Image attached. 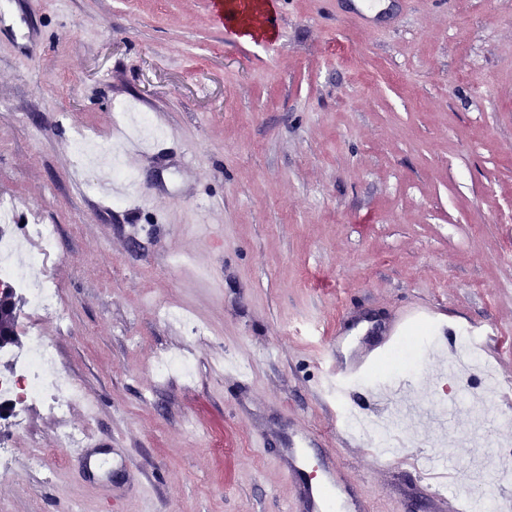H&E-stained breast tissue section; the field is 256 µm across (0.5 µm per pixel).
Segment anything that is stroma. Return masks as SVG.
I'll list each match as a JSON object with an SVG mask.
<instances>
[{
	"mask_svg": "<svg viewBox=\"0 0 512 512\" xmlns=\"http://www.w3.org/2000/svg\"><path fill=\"white\" fill-rule=\"evenodd\" d=\"M216 0H7L0 28V199L52 224L39 267L67 328L23 309L86 403L66 420H0V512H287L274 432L313 431L368 512H432L507 442L476 414L438 346L395 387L454 407L443 448L384 387L324 400V356L364 352L395 315L495 326L480 365L512 379V0H390L376 32L349 0H273L274 37L231 30ZM164 114L137 186L93 205L98 167L71 149L131 135L129 107ZM215 225L212 239L194 225ZM175 354L192 375L158 374ZM247 374L225 378V361ZM388 416L423 448L381 456L340 408ZM89 439L53 447L63 426ZM50 451L47 470L31 449Z\"/></svg>",
	"mask_w": 512,
	"mask_h": 512,
	"instance_id": "1",
	"label": "stroma"
}]
</instances>
